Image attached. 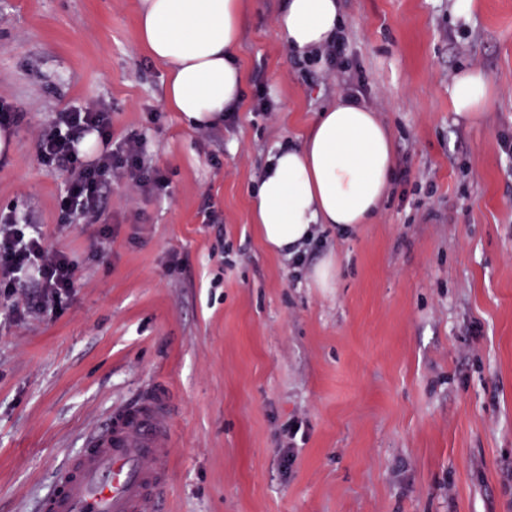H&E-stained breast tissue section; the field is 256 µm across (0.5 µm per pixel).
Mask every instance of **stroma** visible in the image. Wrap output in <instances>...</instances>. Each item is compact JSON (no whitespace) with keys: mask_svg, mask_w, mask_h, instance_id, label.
Masks as SVG:
<instances>
[{"mask_svg":"<svg viewBox=\"0 0 512 512\" xmlns=\"http://www.w3.org/2000/svg\"><path fill=\"white\" fill-rule=\"evenodd\" d=\"M282 4L247 0L234 122L190 128L138 40L137 0H0V100L23 114L0 210L78 261L60 314L0 298V512H34L86 431L160 381L159 512H512V0H474L465 21L453 0H340L395 166L373 223L318 226L299 266L264 249L250 197L271 151L344 91L326 63L294 64ZM472 68L494 99L468 120L449 88ZM92 102L113 139L143 136L171 192L115 184L99 223L64 222L69 174L40 164L36 136ZM208 198L218 223L199 215Z\"/></svg>","mask_w":512,"mask_h":512,"instance_id":"obj_1","label":"stroma"}]
</instances>
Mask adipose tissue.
<instances>
[{"label":"adipose tissue","instance_id":"adipose-tissue-1","mask_svg":"<svg viewBox=\"0 0 512 512\" xmlns=\"http://www.w3.org/2000/svg\"><path fill=\"white\" fill-rule=\"evenodd\" d=\"M243 0H138L141 45L165 71L166 105L190 127L219 122L241 102L237 48ZM338 0H285L278 29L290 50L306 57L336 37ZM457 114L478 117L492 100L484 72L458 74L450 90ZM387 127L364 103L342 99L319 112L299 145L282 147L250 203V219L265 246L288 258L300 254L319 224L338 231L371 223L394 169Z\"/></svg>","mask_w":512,"mask_h":512}]
</instances>
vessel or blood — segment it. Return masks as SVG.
Segmentation results:
<instances>
[{"label":"vessel or blood","instance_id":"vessel-or-blood-1","mask_svg":"<svg viewBox=\"0 0 512 512\" xmlns=\"http://www.w3.org/2000/svg\"><path fill=\"white\" fill-rule=\"evenodd\" d=\"M171 447V394L157 385L86 434L40 510L157 512Z\"/></svg>","mask_w":512,"mask_h":512}]
</instances>
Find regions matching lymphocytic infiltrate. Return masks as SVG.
I'll list each match as a JSON object with an SVG mask.
<instances>
[{"label": "lymphocytic infiltrate", "mask_w": 512, "mask_h": 512, "mask_svg": "<svg viewBox=\"0 0 512 512\" xmlns=\"http://www.w3.org/2000/svg\"><path fill=\"white\" fill-rule=\"evenodd\" d=\"M96 134L102 148L94 159H83L81 140ZM38 158L47 168L69 171L71 177L59 199L63 218L81 216L94 223L114 179L126 178L132 189L148 195L166 194L170 179L145 158L141 136L112 139V116L96 103L60 112L51 129L37 140ZM75 260L46 244L43 231L20 222L14 213H0V297L42 310H61L75 284Z\"/></svg>", "instance_id": "lymphocytic-infiltrate-1"}]
</instances>
